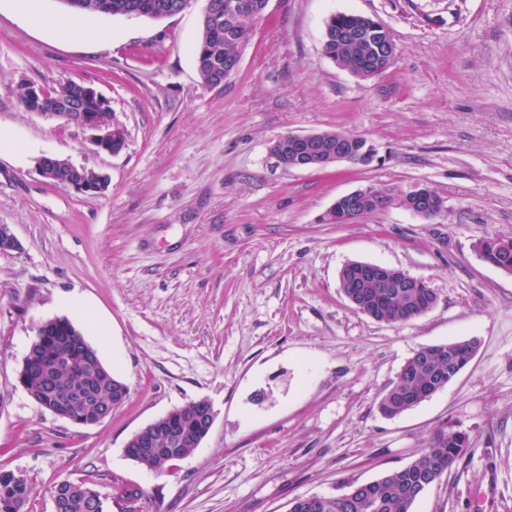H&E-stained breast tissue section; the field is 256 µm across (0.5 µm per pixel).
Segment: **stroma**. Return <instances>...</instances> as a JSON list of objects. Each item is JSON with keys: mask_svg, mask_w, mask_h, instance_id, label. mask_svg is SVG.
I'll list each match as a JSON object with an SVG mask.
<instances>
[{"mask_svg": "<svg viewBox=\"0 0 512 512\" xmlns=\"http://www.w3.org/2000/svg\"><path fill=\"white\" fill-rule=\"evenodd\" d=\"M206 0L163 20L85 14L63 36L60 0L34 15L0 0V467L54 512L62 480L123 512H288L411 463L452 431L467 454L413 512H512V274L481 261L483 237L512 240V0H269L235 74L202 83L194 47ZM363 14L390 29L394 63L360 78L322 52L325 20ZM93 86L126 133L97 152L82 127L25 111L21 81ZM347 131L378 149L367 165L289 169L285 133ZM53 155L106 173L86 197L45 182ZM434 188V219L399 203ZM370 188L386 209L326 224L336 199ZM351 261L425 281L434 307L378 322L343 295ZM65 317L128 387L95 425L42 407L18 373L38 324ZM476 341L473 359L394 418L379 401L421 348ZM207 400L197 448L154 472L124 448L141 427Z\"/></svg>", "mask_w": 512, "mask_h": 512, "instance_id": "1", "label": "stroma"}]
</instances>
